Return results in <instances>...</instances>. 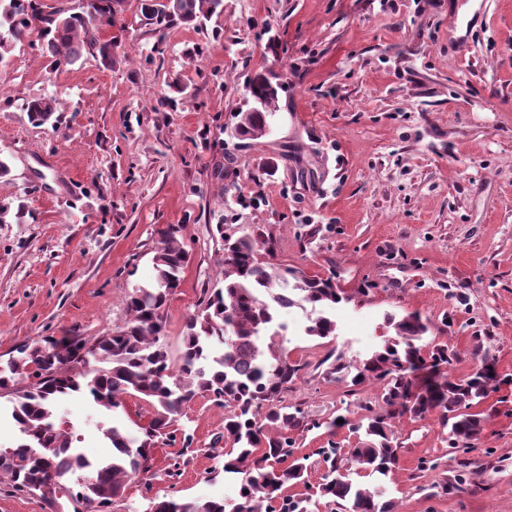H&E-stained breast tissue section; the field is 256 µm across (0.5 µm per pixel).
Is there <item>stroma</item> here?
<instances>
[{
	"label": "stroma",
	"mask_w": 512,
	"mask_h": 512,
	"mask_svg": "<svg viewBox=\"0 0 512 512\" xmlns=\"http://www.w3.org/2000/svg\"><path fill=\"white\" fill-rule=\"evenodd\" d=\"M111 40L120 62L53 68L28 44L0 63V363L54 336L87 339L124 327L125 299L152 273L169 226L189 256L163 308L160 338L178 354L188 317L224 269L218 223L275 242L277 263L334 277V336L306 335L312 309L281 310L280 346L301 362L286 399L319 428L294 432L309 456L299 498L326 466L315 451L364 439L379 383L328 376L394 336L388 317L419 314L426 339L445 343L451 373L477 356L512 378V0H224L201 26L145 25L125 0ZM271 72L277 112L266 134L240 139L254 105L248 80ZM58 99L33 124L26 102ZM471 451L451 447L437 417L395 429L399 465L384 481L397 512H512V381ZM152 410L125 397L110 412L87 390L62 398L55 418L89 461L112 454L103 428L147 424ZM347 425L326 433L323 421ZM191 450L157 442L151 486L128 483L108 512H145L148 495L237 500L224 472V411L197 397L182 420ZM439 466L422 471V457ZM178 477H167L172 465ZM47 508L0 479V512Z\"/></svg>",
	"instance_id": "stroma-1"
}]
</instances>
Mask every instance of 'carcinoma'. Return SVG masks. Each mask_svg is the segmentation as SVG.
Returning a JSON list of instances; mask_svg holds the SVG:
<instances>
[{
	"label": "carcinoma",
	"mask_w": 512,
	"mask_h": 512,
	"mask_svg": "<svg viewBox=\"0 0 512 512\" xmlns=\"http://www.w3.org/2000/svg\"><path fill=\"white\" fill-rule=\"evenodd\" d=\"M122 3L90 0L80 12L58 8L46 14L38 0H0V63L15 43L35 36L55 67L94 59L110 68L118 59L112 43L103 39L102 28L115 23ZM223 10V0H143L140 6L146 24L157 29L177 22L199 25ZM272 79L270 73H258L248 82L255 106L238 123L244 139L265 135L268 117L277 110ZM26 110L32 122L42 125L56 112L55 100H32ZM216 228L224 238L222 286L189 316L177 360L160 344L161 310L179 287L188 261L172 226L155 250L153 281L133 289L126 299L130 318L123 328L91 342L63 336L22 346L0 366V389L10 390L12 417L24 435L17 446L0 450V475H8L16 490L52 503L57 494L70 491L72 475L90 467L91 461L70 451V433L52 420V408L62 396L81 388L95 361L104 364L95 370L89 387L98 406L110 411L121 406L123 397L134 396L149 404L152 416L136 430L123 425L102 430L112 445V457L96 463L90 479L77 481L79 490L71 494L73 512H103L124 494L127 481L154 476L155 439L164 435L176 441L172 427L199 396L224 409V441L231 443L224 451V472L245 475L239 501L154 497L149 512H318L319 502L284 494L285 488L305 482L309 460L294 454L288 432L324 428L332 433L345 416L310 422L299 406L284 403L282 393L304 366L274 345L285 329L278 322L279 309L299 301L319 309L305 329L307 335H334L336 322L326 309L342 296L330 277L308 276L262 260L261 249L274 256L272 240L261 242L249 233L229 235L222 224ZM388 321L395 340L356 364L338 362L329 371L339 380L350 379L353 386L383 384L382 405L369 409L366 423L356 426L367 440L349 449L353 461L377 479L399 462L394 427L403 418L435 414L450 427L453 445L471 448L488 421L485 412L472 408L485 402L500 383L495 365L484 358L467 377H453L448 345L420 344L429 331L420 316ZM47 448L51 452L45 462ZM316 454L327 465L316 491L319 497L343 502L344 512H395L394 502L381 500V490H371L343 472L336 447L318 448Z\"/></svg>",
	"instance_id": "cac0c4a2"
}]
</instances>
